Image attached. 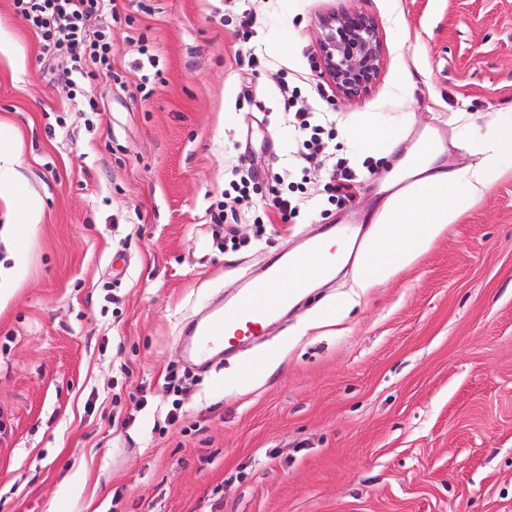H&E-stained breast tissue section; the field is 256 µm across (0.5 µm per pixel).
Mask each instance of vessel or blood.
<instances>
[{"label":"vessel or blood","instance_id":"vessel-or-blood-1","mask_svg":"<svg viewBox=\"0 0 512 512\" xmlns=\"http://www.w3.org/2000/svg\"><path fill=\"white\" fill-rule=\"evenodd\" d=\"M320 251V242L314 240L298 256L272 259L266 277L252 284L235 307L207 322L191 324L194 355L202 360L212 350L232 349L262 335L269 319L288 304L287 283L293 266L307 267L310 275L316 277L322 275V268L316 265Z\"/></svg>","mask_w":512,"mask_h":512}]
</instances>
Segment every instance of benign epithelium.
I'll use <instances>...</instances> for the list:
<instances>
[{
	"instance_id": "7a95c632",
	"label": "benign epithelium",
	"mask_w": 512,
	"mask_h": 512,
	"mask_svg": "<svg viewBox=\"0 0 512 512\" xmlns=\"http://www.w3.org/2000/svg\"><path fill=\"white\" fill-rule=\"evenodd\" d=\"M320 45L324 75L345 95L366 90L381 63V47L375 21L361 13L334 16L322 27Z\"/></svg>"
}]
</instances>
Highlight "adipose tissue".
I'll return each mask as SVG.
<instances>
[{
	"mask_svg": "<svg viewBox=\"0 0 512 512\" xmlns=\"http://www.w3.org/2000/svg\"><path fill=\"white\" fill-rule=\"evenodd\" d=\"M439 154L438 147L424 144L404 158L413 181L383 204L368 242L372 259L360 270L359 287H372L424 253L446 225L491 187L497 171L512 167V140L485 149L478 166L451 173L437 168Z\"/></svg>",
	"mask_w": 512,
	"mask_h": 512,
	"instance_id": "obj_1",
	"label": "adipose tissue"
}]
</instances>
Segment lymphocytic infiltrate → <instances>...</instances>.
Returning a JSON list of instances; mask_svg holds the SVG:
<instances>
[{
	"label": "lymphocytic infiltrate",
	"mask_w": 512,
	"mask_h": 512,
	"mask_svg": "<svg viewBox=\"0 0 512 512\" xmlns=\"http://www.w3.org/2000/svg\"><path fill=\"white\" fill-rule=\"evenodd\" d=\"M13 11L35 33L42 57L54 58L66 50L63 72L69 86L86 99L90 111L98 105L89 91L99 79L112 74V39L101 26L105 13L115 11V0H11ZM280 93L288 109V123L296 142L300 170L321 165L328 154L331 135L310 109L298 106L301 90L281 84Z\"/></svg>",
	"instance_id": "lymphocytic-infiltrate-1"
}]
</instances>
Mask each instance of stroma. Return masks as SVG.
<instances>
[{"label": "stroma", "mask_w": 512, "mask_h": 512, "mask_svg": "<svg viewBox=\"0 0 512 512\" xmlns=\"http://www.w3.org/2000/svg\"><path fill=\"white\" fill-rule=\"evenodd\" d=\"M117 5L112 75L84 112L64 56L42 60L0 0V142L20 149L0 195V512H512V169L359 293L385 186L411 179L384 145L342 136L377 124L437 144L445 170L479 164L512 133V0ZM348 12L375 20L382 56L353 96L319 43ZM284 79L321 87L307 105L333 124L332 161L364 158L362 185L331 201L316 167L295 219L215 223L236 166L259 203L294 167ZM21 196L38 223L19 225ZM331 224L358 242L339 275L220 368L191 369L185 323Z\"/></svg>", "instance_id": "35a3bbf8"}]
</instances>
